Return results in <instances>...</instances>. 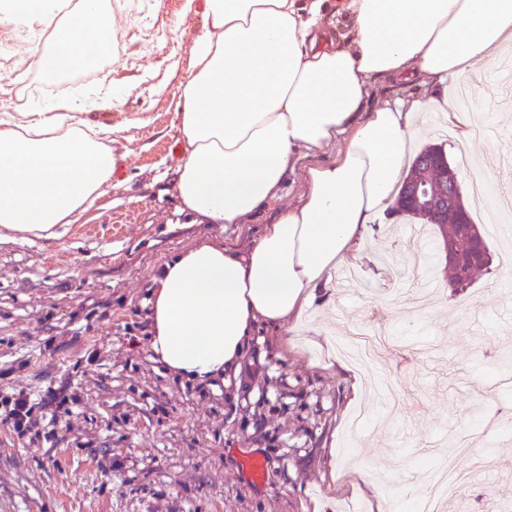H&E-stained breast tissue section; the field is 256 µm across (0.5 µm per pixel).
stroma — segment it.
<instances>
[{"instance_id": "35a3bbf8", "label": "stroma", "mask_w": 512, "mask_h": 512, "mask_svg": "<svg viewBox=\"0 0 512 512\" xmlns=\"http://www.w3.org/2000/svg\"><path fill=\"white\" fill-rule=\"evenodd\" d=\"M128 22L112 33L99 76L44 77L14 54L0 27V100L29 112L66 95L110 88L112 107L85 113L112 128L115 172L101 195L48 238L0 229V391L69 384L77 402L52 439L0 426V512H411L420 464L457 460L470 472L446 512H512V250L470 288H449L437 225L410 240L408 219L375 216L358 293L317 289L294 329L259 324L238 372L199 384L168 374L150 348L154 278L202 242L245 251L307 191L308 168L336 145L300 152L275 199L245 224H211L184 210L176 188L183 141L175 104L196 66L206 0H109ZM428 85L377 80L364 112ZM507 110H485L501 138L460 144L439 113L425 145L444 146L475 224L512 189V87ZM418 303H392L383 283L415 251ZM260 457L265 476L243 469Z\"/></svg>"}]
</instances>
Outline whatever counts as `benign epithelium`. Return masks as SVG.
Segmentation results:
<instances>
[{"mask_svg":"<svg viewBox=\"0 0 512 512\" xmlns=\"http://www.w3.org/2000/svg\"><path fill=\"white\" fill-rule=\"evenodd\" d=\"M407 210L431 224H446L448 214H453L456 231L445 235L441 241L447 269L454 276L451 287H456L459 279L470 281L475 271L488 266L484 239L477 226L467 223L457 172L440 150L431 153L428 175L412 177L403 197L396 201V213Z\"/></svg>","mask_w":512,"mask_h":512,"instance_id":"7a95c632","label":"benign epithelium"}]
</instances>
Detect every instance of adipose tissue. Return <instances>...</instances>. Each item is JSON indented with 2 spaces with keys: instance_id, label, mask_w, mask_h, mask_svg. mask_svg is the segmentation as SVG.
<instances>
[{
  "instance_id": "obj_1",
  "label": "adipose tissue",
  "mask_w": 512,
  "mask_h": 512,
  "mask_svg": "<svg viewBox=\"0 0 512 512\" xmlns=\"http://www.w3.org/2000/svg\"><path fill=\"white\" fill-rule=\"evenodd\" d=\"M211 26L192 40L196 67L175 110L183 156L177 191L189 213L242 224L273 200L299 150L340 147L309 168L299 205L281 212L243 253L203 243L167 260L156 279L150 347L168 372L196 383L238 365L259 323L297 324L316 288L357 260L374 216L392 205L434 105L475 132L444 94L448 77L495 66L512 52V0H207ZM106 0H0V26L43 71L82 66L83 46L125 24ZM419 75L429 100L385 103L355 122L372 82ZM110 97L73 95L14 120L0 101V228L49 237L111 178L112 131L86 111Z\"/></svg>"
}]
</instances>
